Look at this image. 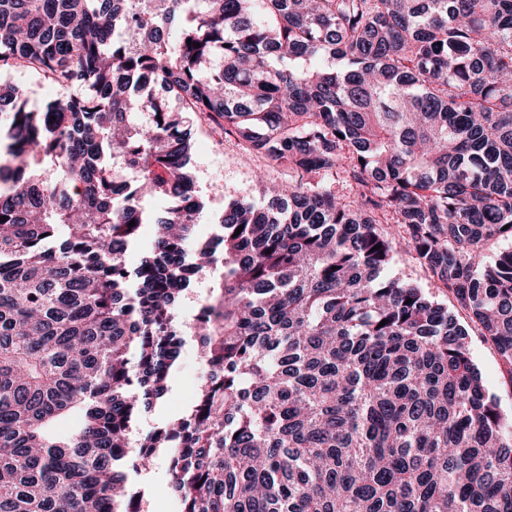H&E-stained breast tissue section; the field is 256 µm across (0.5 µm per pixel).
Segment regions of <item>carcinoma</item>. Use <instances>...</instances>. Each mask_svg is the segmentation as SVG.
<instances>
[{"mask_svg": "<svg viewBox=\"0 0 512 512\" xmlns=\"http://www.w3.org/2000/svg\"><path fill=\"white\" fill-rule=\"evenodd\" d=\"M17 70L85 92L0 78V512H150L160 456L177 512H512L469 327L390 273L512 381V0H0ZM201 120L288 172L207 238ZM10 79L29 91L31 99L37 104L44 101L57 98L65 91L61 88L49 85L26 71H14L10 74ZM393 273L400 276L406 282L437 292L436 288H428L429 282L427 273L408 255L399 254L396 257L393 265ZM201 373L197 349L190 344L182 356L181 371L178 375L173 396L161 407V413L178 414L192 401L196 386V379Z\"/></svg>", "mask_w": 512, "mask_h": 512, "instance_id": "1", "label": "carcinoma"}]
</instances>
